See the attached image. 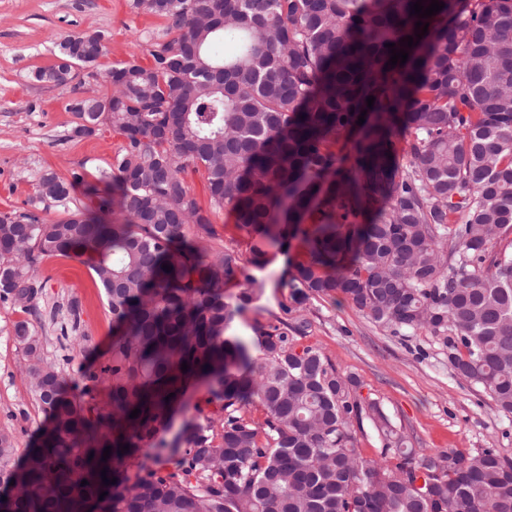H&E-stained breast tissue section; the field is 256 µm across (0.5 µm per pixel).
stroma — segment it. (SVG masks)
Masks as SVG:
<instances>
[{
	"label": "stroma",
	"instance_id": "35a3bbf8",
	"mask_svg": "<svg viewBox=\"0 0 512 512\" xmlns=\"http://www.w3.org/2000/svg\"><path fill=\"white\" fill-rule=\"evenodd\" d=\"M164 25L158 17L133 13L128 0H0V211L26 208L48 170L67 180L78 173L96 182L121 142L106 126L87 137L68 138L74 121L68 103L112 87L83 75L63 86L36 82L34 71L55 63L59 42L71 35H102L106 52L95 66L102 74L131 59L148 64L146 39L162 33ZM302 253L298 236L286 251H269L265 266L254 272L262 293L236 317L239 334H251L259 323L306 320L304 344L319 348L338 371L355 376L358 395L381 404L418 456L494 448L512 458V415L503 414L480 387L451 376L448 350L438 338L422 330L392 335L341 294L295 303L289 281L292 263ZM90 265L85 255L51 258L40 266L43 352L76 382L80 369H97L110 358L112 316ZM71 298L81 305L89 338L84 351L62 339L64 318L51 314ZM22 317L0 306V427L11 428L24 449L47 415L19 371L22 352L11 327Z\"/></svg>",
	"mask_w": 512,
	"mask_h": 512
}]
</instances>
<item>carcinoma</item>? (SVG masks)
I'll use <instances>...</instances> for the list:
<instances>
[{
    "mask_svg": "<svg viewBox=\"0 0 512 512\" xmlns=\"http://www.w3.org/2000/svg\"><path fill=\"white\" fill-rule=\"evenodd\" d=\"M415 2L130 0L166 22L150 64H117L112 93L71 104L70 137L121 135L112 163L95 183L46 172L29 209L0 212V305L28 315L13 337L49 418L18 461L0 429V485L22 488L11 512H512L511 458H417L355 377L299 345L307 321L233 332L260 290L250 267L301 234L298 301L342 294L395 334L429 332L456 378L512 414V250L496 249L512 234V0H442L423 19ZM418 21L428 33L387 66L386 44L402 49ZM102 53V35L70 36L34 77L65 85ZM45 202L66 217L45 221ZM224 209L246 263L213 246ZM72 254L91 257L115 327L109 362L82 372L103 402L45 357L37 329L39 265ZM227 281L245 285L234 303ZM67 313L87 341L77 299ZM196 384L217 409L194 406L170 446ZM366 422L377 459L355 448ZM206 390L204 387L191 388L186 395V405L184 409H179L174 416L173 426L169 432H167L164 437L167 441H171L174 437V434L180 428L182 422L186 419L193 417L196 413L194 410V406L196 404H200L205 413L213 410L212 406L206 407L204 400L206 398Z\"/></svg>",
    "mask_w": 512,
    "mask_h": 512,
    "instance_id": "cac0c4a2",
    "label": "carcinoma"
}]
</instances>
